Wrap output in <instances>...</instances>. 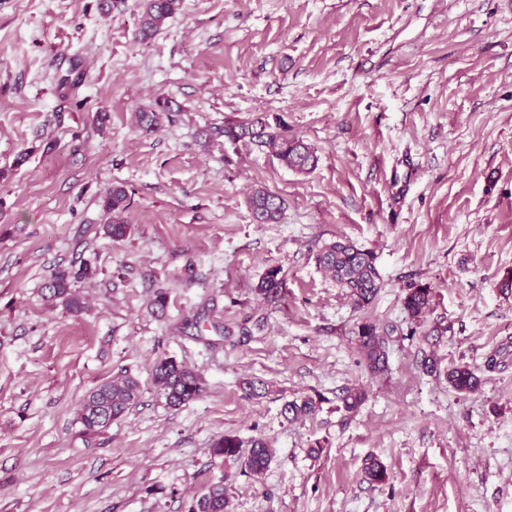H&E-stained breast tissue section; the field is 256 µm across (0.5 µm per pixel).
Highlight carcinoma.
<instances>
[{
    "instance_id": "obj_1",
    "label": "carcinoma",
    "mask_w": 512,
    "mask_h": 512,
    "mask_svg": "<svg viewBox=\"0 0 512 512\" xmlns=\"http://www.w3.org/2000/svg\"><path fill=\"white\" fill-rule=\"evenodd\" d=\"M181 0H144L139 33L147 39L156 34L165 21L172 17ZM224 139L230 143L256 145L271 148L276 157L288 168L295 171H308L315 167L317 157L313 150L296 136L288 134V129L280 124L273 126L261 119L224 126ZM130 201L122 186L112 188L103 200V209L110 216L104 226L105 233L113 240L123 239L129 225L118 219ZM249 206L254 218L261 223L275 222L282 211L283 201L275 194L263 189L255 190L249 198ZM319 268L340 287L360 307L372 302L381 288L380 274L374 256L356 248L349 242L335 241L325 245L316 254ZM281 270L272 268L258 284L260 293L270 296L278 293L283 279ZM92 272L84 269L73 273L58 269L45 284V297L52 303H60L73 313L83 308L80 297L73 289V280L89 277ZM431 301V289L416 287L408 290L403 303L408 313L417 318L425 312ZM356 342L367 366L380 372L387 366V339L376 325L363 323L356 334ZM448 384L456 391L472 393L479 389L482 380L476 370L467 364H458L446 372ZM152 383L171 407H180L195 399L203 392L202 377L172 358L163 359L152 369ZM141 391L140 382L130 376L107 380L84 397L78 411L76 423L84 436L99 435L112 422L125 416L136 404ZM317 403L309 398L301 402L291 401L284 405V412L296 420L316 411ZM211 455L224 462L243 461L244 469L253 475L266 471L272 462L273 452L261 438L243 440L237 435L227 434L212 444ZM188 512H228V494L224 481L210 484L204 492L192 501Z\"/></svg>"
}]
</instances>
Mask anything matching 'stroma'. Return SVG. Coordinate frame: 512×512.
Here are the masks:
<instances>
[{"label":"stroma","mask_w":512,"mask_h":512,"mask_svg":"<svg viewBox=\"0 0 512 512\" xmlns=\"http://www.w3.org/2000/svg\"><path fill=\"white\" fill-rule=\"evenodd\" d=\"M99 2L0 0V512H187L220 480L229 512H512V0H182L146 42L143 0ZM255 118L316 167L219 134ZM256 188L282 199L277 222L254 219ZM340 238L375 257L365 307L315 263ZM86 265L83 313L46 302L57 269ZM365 322L387 334L377 375ZM431 348L480 389L424 372ZM166 358L202 376L198 399L156 392ZM124 371L138 402L85 438L84 396ZM350 387L367 393L354 413ZM306 398L316 412L288 421ZM227 434L268 442V470L215 460ZM129 205L128 193L123 186L113 187L112 191H110L103 200V209L108 215V222L105 224L104 230L105 233L115 241L122 240L129 231V224H123L121 219L114 220V218H117L124 212ZM431 288L416 287L408 290L403 303L408 313L418 318L429 307L431 301ZM376 325L363 323L356 334V342L367 366L374 372H380L387 366V339ZM448 384L456 391L472 393L479 389L482 380L476 370L468 364H458L448 368L446 372Z\"/></svg>","instance_id":"35a3bbf8"}]
</instances>
